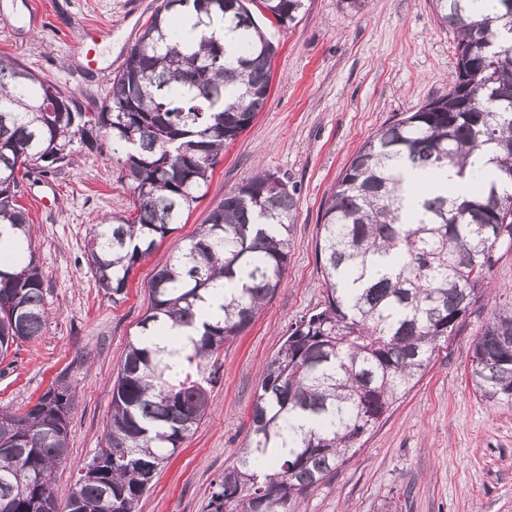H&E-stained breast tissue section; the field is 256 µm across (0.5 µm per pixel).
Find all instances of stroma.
Listing matches in <instances>:
<instances>
[{"label": "stroma", "instance_id": "1", "mask_svg": "<svg viewBox=\"0 0 512 512\" xmlns=\"http://www.w3.org/2000/svg\"><path fill=\"white\" fill-rule=\"evenodd\" d=\"M161 0H0V60L16 59L81 100L102 99ZM105 34L91 52L83 30ZM277 47L265 108L215 166L205 195L129 277L112 302L86 264L88 231L131 203L111 153L78 152L61 173L41 178L21 202L51 312L41 338L0 358V408L35 404L60 373L76 392L68 457L53 475L58 503L79 470L105 445L112 385L126 345L149 305L147 284L177 253L226 190L256 168L291 175L301 188L295 234L280 288L254 324L221 351L210 410L160 468L136 512H202L249 428L266 362L291 323L324 304L316 262L320 215L337 177L384 124L442 95L454 71V43L432 0H307L303 19L269 27ZM471 318L423 379L372 431L357 454L313 492L302 512H512V410L473 392Z\"/></svg>", "mask_w": 512, "mask_h": 512}]
</instances>
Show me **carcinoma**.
Masks as SVG:
<instances>
[{
    "label": "carcinoma",
    "mask_w": 512,
    "mask_h": 512,
    "mask_svg": "<svg viewBox=\"0 0 512 512\" xmlns=\"http://www.w3.org/2000/svg\"><path fill=\"white\" fill-rule=\"evenodd\" d=\"M260 2L280 26L299 23L305 9V0ZM433 2L455 43L448 92L382 126L338 177L316 248L323 307L292 323L266 363L244 448L204 512H300L491 293L498 249L512 246V0H495L494 13L479 0ZM273 55L242 0H161L99 103L0 61V225L26 243L24 257L0 266V356L40 338L48 321L21 179L109 144L133 209L92 225L85 254L117 303L134 266L198 201L224 145L265 107ZM398 162L450 166L479 192L460 202L431 194L407 211ZM299 193L285 172L250 175L156 270L112 387L105 447L88 462L99 476L79 475L64 507L51 480L68 454L71 383L60 375L26 410H0V512H135L207 415L220 350L275 296ZM220 290L224 315L203 325L172 373L153 339L167 323L194 326L197 303ZM504 295L482 322L469 378L483 402L512 409V293ZM278 441L288 451L272 456Z\"/></svg>",
    "instance_id": "cac0c4a2"
}]
</instances>
